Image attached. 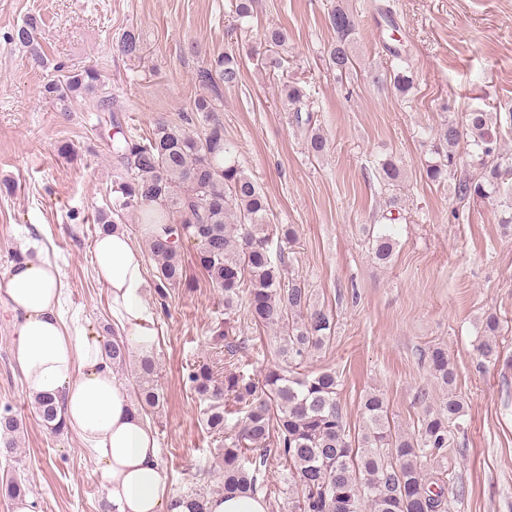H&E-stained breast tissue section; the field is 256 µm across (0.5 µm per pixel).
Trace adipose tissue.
Listing matches in <instances>:
<instances>
[{"label":"adipose tissue","mask_w":512,"mask_h":512,"mask_svg":"<svg viewBox=\"0 0 512 512\" xmlns=\"http://www.w3.org/2000/svg\"><path fill=\"white\" fill-rule=\"evenodd\" d=\"M91 261L117 338L133 355L148 353L157 345L159 319L146 299L141 247L117 227L97 236ZM65 289L60 267L40 253L6 274L0 297L20 318L13 355L29 390L62 404L68 428L101 463L105 512H192L191 499L170 494L153 431L105 360L102 336L68 333L60 311Z\"/></svg>","instance_id":"obj_1"}]
</instances>
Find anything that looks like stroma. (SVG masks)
Here are the masks:
<instances>
[{
    "label": "stroma",
    "mask_w": 512,
    "mask_h": 512,
    "mask_svg": "<svg viewBox=\"0 0 512 512\" xmlns=\"http://www.w3.org/2000/svg\"><path fill=\"white\" fill-rule=\"evenodd\" d=\"M357 20L355 65L331 70L327 48L335 34L334 6ZM41 14L38 35L45 67L5 43L29 14ZM288 33L285 51L268 47L267 27ZM127 30L139 34L142 54L129 58L115 45ZM402 45L414 85L407 95L381 89L389 47ZM232 53L241 80L223 88L220 119L241 166L265 193L274 225H295L285 267L304 280L313 301L332 313L336 329L305 371L336 372L351 434H360V401L383 393L396 431L411 434L425 407L448 392L428 366L434 347L447 349L464 399L465 423L449 455L427 457V470H450L458 497L450 512H512V230L501 225L494 199L457 200L451 185L430 183L434 135L466 112L512 109V0H256L251 22L235 27L230 0H0V289L14 253L39 247L61 267L69 329L108 336V297L95 277L91 251L98 210L112 201V154L98 133L100 115L83 101L59 111L42 96L69 70L97 66L128 131L192 117L196 73ZM307 93L312 124L328 139L324 157L306 149L307 126L280 99V80ZM70 143V155L60 144ZM405 168L400 190L376 178L380 160ZM398 200L397 245L388 265L370 254L365 229L384 223ZM181 250L188 286L159 298L154 262L146 264L147 299L159 311L157 387L162 400L147 421L159 444V463L172 494L220 488L218 443L200 420L202 404L187 375L208 362L218 376L256 375L275 359L274 332L240 319L246 347L224 356L216 334L224 324V296ZM500 319L502 357L475 350L488 314ZM14 315L0 304V409L22 423L20 475L36 512H102L106 488L75 431L52 437L31 407V392L12 358Z\"/></svg>",
    "instance_id": "stroma-1"
}]
</instances>
